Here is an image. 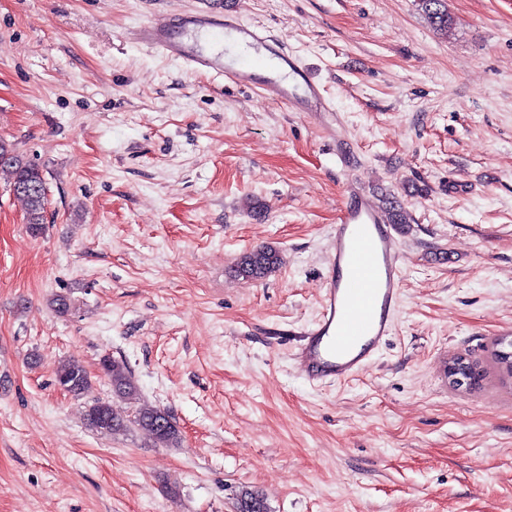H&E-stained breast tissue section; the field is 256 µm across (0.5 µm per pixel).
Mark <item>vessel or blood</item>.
I'll list each match as a JSON object with an SVG mask.
<instances>
[{
	"label": "vessel or blood",
	"instance_id": "obj_1",
	"mask_svg": "<svg viewBox=\"0 0 512 512\" xmlns=\"http://www.w3.org/2000/svg\"><path fill=\"white\" fill-rule=\"evenodd\" d=\"M187 32L205 34L209 47L185 41ZM131 35L189 70L259 88L263 97L290 111L321 116L331 109L300 59L234 12L197 10L134 27ZM327 264L319 316L296 352L301 373L313 384L359 374L393 330L403 258L392 225L364 193L354 192L343 202Z\"/></svg>",
	"mask_w": 512,
	"mask_h": 512
}]
</instances>
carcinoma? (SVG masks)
Instances as JSON below:
<instances>
[{
  "mask_svg": "<svg viewBox=\"0 0 512 512\" xmlns=\"http://www.w3.org/2000/svg\"><path fill=\"white\" fill-rule=\"evenodd\" d=\"M419 5L434 29L446 32L452 28L453 20L448 14L445 0H419ZM4 155L7 159L0 160V178L24 204L26 224L29 231L36 235L46 224L47 196L43 171L19 153L13 144L0 139V157ZM279 264L280 256L275 250L260 248L243 254L235 272L247 279L262 278ZM100 370L108 379L114 396L139 399V388L124 361L109 354L104 355L100 359ZM54 379L60 389L74 396L82 395L91 385V378L84 366L71 359L57 365ZM85 419L89 427L102 434H123L136 428L146 433L159 447L174 446L179 439V430L172 416L145 401L123 417L115 412L111 401L96 399L86 407Z\"/></svg>",
  "mask_w": 512,
  "mask_h": 512,
  "instance_id": "cac0c4a2",
  "label": "carcinoma"
}]
</instances>
